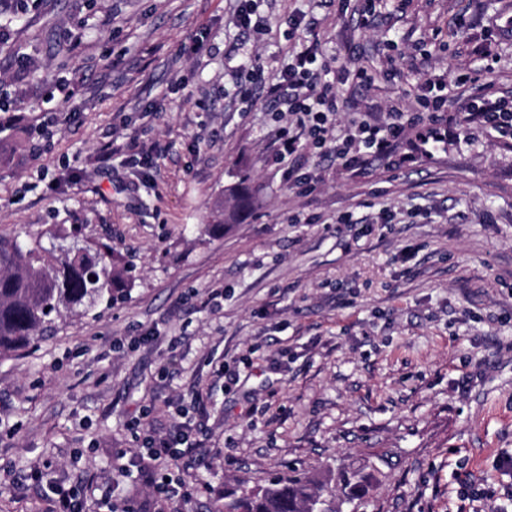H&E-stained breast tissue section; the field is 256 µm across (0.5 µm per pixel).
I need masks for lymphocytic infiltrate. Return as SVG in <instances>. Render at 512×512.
<instances>
[{
	"label": "lymphocytic infiltrate",
	"instance_id": "lymphocytic-infiltrate-1",
	"mask_svg": "<svg viewBox=\"0 0 512 512\" xmlns=\"http://www.w3.org/2000/svg\"><path fill=\"white\" fill-rule=\"evenodd\" d=\"M290 26L306 31L308 38L292 47L287 66L269 73L262 65L252 64L245 69L239 90L246 96L252 84H264L272 103L286 108L288 121L278 131L274 155L287 161L288 186L301 193L313 192L319 184L308 163L310 153L331 154L339 166L356 169L366 167L373 157L397 164L395 146L412 130L418 131L424 143L441 142L442 127L448 122L449 86L476 82L471 71L464 69L456 70L448 81L429 76L417 83L410 108L395 102L371 106L344 124L339 119L345 108L338 93L340 85L350 82L368 87L374 82L373 75L363 67L352 69L328 61L315 22L304 15H294ZM457 109L467 113L469 122L512 139V93L485 86L460 99ZM143 446L146 453L138 461L144 467L160 466L163 460L191 455L195 449L181 427L165 438L146 436Z\"/></svg>",
	"mask_w": 512,
	"mask_h": 512
}]
</instances>
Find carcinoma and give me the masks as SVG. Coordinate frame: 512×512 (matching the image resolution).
<instances>
[{
	"label": "carcinoma",
	"mask_w": 512,
	"mask_h": 512,
	"mask_svg": "<svg viewBox=\"0 0 512 512\" xmlns=\"http://www.w3.org/2000/svg\"><path fill=\"white\" fill-rule=\"evenodd\" d=\"M124 272L112 268V247L79 243L46 247L40 239L0 237V356L35 343L45 328L77 307L94 308L124 291ZM374 475L341 471L339 486L290 475L268 486L227 492L222 512H339L369 491Z\"/></svg>",
	"instance_id": "cac0c4a2"
}]
</instances>
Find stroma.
<instances>
[{
  "label": "stroma",
  "instance_id": "1",
  "mask_svg": "<svg viewBox=\"0 0 512 512\" xmlns=\"http://www.w3.org/2000/svg\"><path fill=\"white\" fill-rule=\"evenodd\" d=\"M251 3L263 32L236 27L238 0L0 10V82L14 99L0 111V236L79 224L135 267L112 305L69 313L0 358V512H51L62 475L94 483L92 512L105 497L112 512H218L225 492L340 466L375 476L341 512H498L512 499L496 466L512 454V150L452 123L429 155L407 136L394 167L374 160L361 173L313 156L320 185L298 195L272 158L282 121L266 86L237 92L249 57L268 71L287 63L297 11L319 19L327 56L351 49V67L398 70L343 88L353 111L411 106L421 73L449 78L461 65L511 92L512 38L485 32L512 0L404 11L378 0L371 31L361 0L342 13L332 0ZM467 42L486 43L494 70L459 55ZM61 78L76 85L66 103L52 95ZM112 139L156 151L108 169L99 155ZM242 180L256 189L244 214L231 192ZM218 205L229 219L210 234ZM197 393L200 446L166 497L134 461L144 434L172 432Z\"/></svg>",
  "mask_w": 512,
  "mask_h": 512
}]
</instances>
